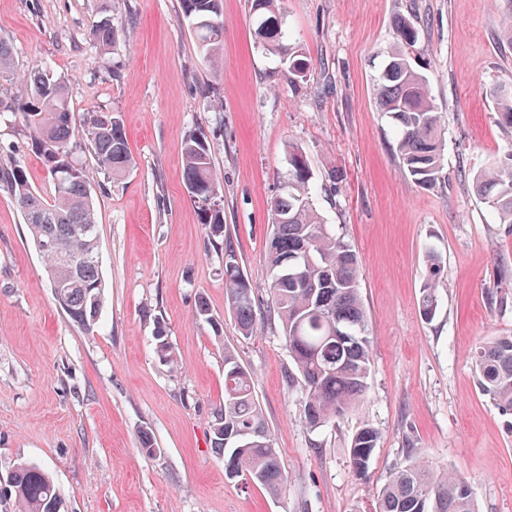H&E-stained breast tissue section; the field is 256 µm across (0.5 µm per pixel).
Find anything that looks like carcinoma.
<instances>
[{
  "label": "carcinoma",
  "instance_id": "carcinoma-1",
  "mask_svg": "<svg viewBox=\"0 0 512 512\" xmlns=\"http://www.w3.org/2000/svg\"><path fill=\"white\" fill-rule=\"evenodd\" d=\"M222 0H180L182 17L193 28L206 62L219 67L224 45ZM259 44L278 56L297 84L307 77L309 61L299 46L285 43L280 0H251ZM399 37L389 52L376 84L380 111L390 115L399 130L397 153L403 171L420 187L435 186L442 173V126L432 102L427 77L406 58L417 37L413 23L395 21ZM90 39L103 47L114 40L113 25L93 27ZM15 79L13 51L0 37V82ZM496 122L512 129V95L495 91ZM18 118L47 171L52 192L45 196L29 183L27 171L14 163L0 168L6 187L22 213L30 238L45 261L54 298L71 321L90 331L97 324L104 287L98 254L97 215L90 185L76 157L77 142L66 85L50 76L38 60L31 65L25 92L19 98L0 97V116ZM82 139L98 164L114 178L129 172L132 157L120 119L109 112L85 113ZM186 190L207 236L224 238L222 181L214 167L204 133L187 137L183 154ZM312 173L299 149L288 150L283 193L271 203L274 231L269 243L271 270L269 308L283 325L284 339L305 386L304 419L313 430L333 423L356 405L368 389L372 341L360 295L356 253L342 235L327 229L312 206ZM474 189L498 216L512 224V144L475 177ZM225 306L248 335L256 320L255 301L248 277L237 263L230 241H225ZM430 275L422 289L421 312L433 319L439 264L428 252ZM196 318L218 330L219 321L203 298ZM156 352L166 363L175 354L163 327L155 334ZM478 385L503 411H512V335L493 336L475 353ZM379 431L369 424L357 430L349 448V466L361 477L369 469ZM212 447L224 454V474L246 477L271 494L286 486L274 439L266 428L254 397L250 372L236 355L224 350V402L214 413ZM6 493L18 512H64L51 475L40 465L19 462L9 474ZM375 512H476L472 490L463 478L436 474L421 460H411L392 472L377 496Z\"/></svg>",
  "mask_w": 512,
  "mask_h": 512
}]
</instances>
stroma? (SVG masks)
I'll use <instances>...</instances> for the list:
<instances>
[{
    "mask_svg": "<svg viewBox=\"0 0 512 512\" xmlns=\"http://www.w3.org/2000/svg\"><path fill=\"white\" fill-rule=\"evenodd\" d=\"M251 0H223L224 63L204 62L179 0H0V36L17 73L41 60L62 78L74 122L119 116L134 164L108 178L93 153L77 157L98 215L101 321L85 331L56 303L22 214L0 187V481L13 464L48 469L67 512H374L389 471L408 458L463 477L478 512H512V414L479 390L474 355L512 334V228L472 189L476 171L512 142L494 120L492 90L512 89V46L500 39L512 0H284V30L311 63L296 88L259 46ZM111 18L115 41L89 37ZM413 20L407 53L430 81L444 128V177L417 186L400 167L374 88ZM203 132L224 184V236L255 296L242 335L224 302V258L210 245L182 172L187 136ZM306 153L314 208L345 236L361 272L372 338L369 391L335 424L310 430L305 388L282 325L267 306L270 203L288 147ZM50 179L20 123L0 120V165ZM440 262L437 313L421 315ZM205 299L220 333L195 317ZM164 326L176 363L155 353ZM253 374L254 395L287 488L272 495L227 479L210 443L224 401V352ZM370 424L380 441L369 478L348 446ZM148 432L157 448L143 454ZM428 262L430 263V276L422 289L421 312L424 319L432 320L437 309L435 277L439 270V264L434 252H428Z\"/></svg>",
    "mask_w": 512,
    "mask_h": 512,
    "instance_id": "35a3bbf8",
    "label": "stroma"
}]
</instances>
